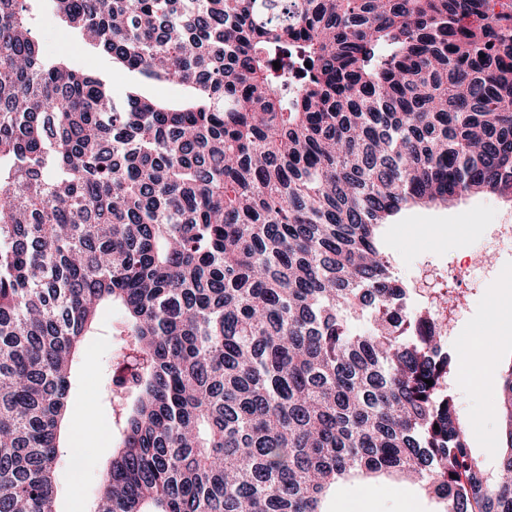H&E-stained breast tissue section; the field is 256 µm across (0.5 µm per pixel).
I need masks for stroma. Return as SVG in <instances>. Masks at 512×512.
<instances>
[{
  "mask_svg": "<svg viewBox=\"0 0 512 512\" xmlns=\"http://www.w3.org/2000/svg\"><path fill=\"white\" fill-rule=\"evenodd\" d=\"M33 33L45 54L55 57L70 52L77 67H89L122 97L127 87L138 83L135 73L113 67L111 57L85 43L53 13L39 14ZM512 223V204L491 195H471L448 204L407 208L384 225L381 244L391 255L398 275L409 289L411 309L424 308L448 283L441 275L448 266H472L497 224ZM512 276V246L494 254L489 269L475 272L468 302L456 320L448 351L458 366H465L467 345L483 338L485 377L480 384L454 382L453 394L461 423L469 435L473 456L488 475L498 471L497 448L500 422L495 408L504 370L512 365V342L495 339L489 319L494 304H512V288H492V280ZM123 318L120 309L102 314L101 334L89 337L73 385L72 407L65 424L56 482L58 512H93L101 494V479L112 459L116 428L107 399L112 387V364L118 353L110 333ZM373 495H366L362 479L342 485L326 502V512H440L439 503L416 485L394 478H381Z\"/></svg>",
  "mask_w": 512,
  "mask_h": 512,
  "instance_id": "35a3bbf8",
  "label": "stroma"
}]
</instances>
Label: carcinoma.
Masks as SVG:
<instances>
[{"mask_svg":"<svg viewBox=\"0 0 512 512\" xmlns=\"http://www.w3.org/2000/svg\"><path fill=\"white\" fill-rule=\"evenodd\" d=\"M26 2L0 0V512H56L75 353L114 303L133 380L94 512H326L407 474L512 512V368L492 483L377 239L512 199V0H39L178 104L46 58Z\"/></svg>","mask_w":512,"mask_h":512,"instance_id":"carcinoma-1","label":"carcinoma"}]
</instances>
